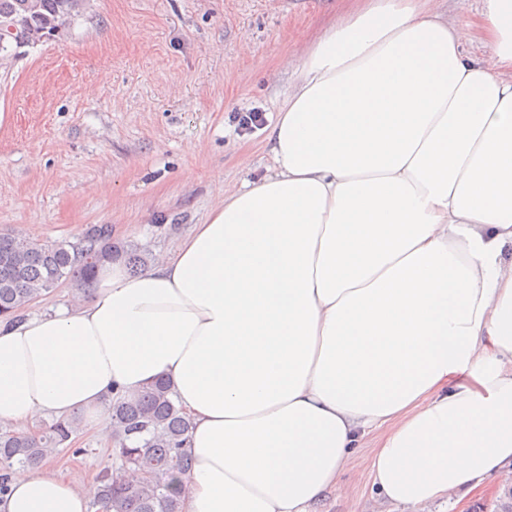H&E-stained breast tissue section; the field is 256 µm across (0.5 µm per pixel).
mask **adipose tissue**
<instances>
[{"label": "adipose tissue", "instance_id": "ef3b65f1", "mask_svg": "<svg viewBox=\"0 0 512 512\" xmlns=\"http://www.w3.org/2000/svg\"><path fill=\"white\" fill-rule=\"evenodd\" d=\"M268 148L272 174L143 272L0 322V428L81 411L107 441L104 401L165 378L191 422L181 512H317L372 433L388 503L483 489L512 467V0L337 16ZM96 497L18 472L0 512ZM437 8L439 11L448 13V18L456 22H462L465 18L474 13L481 4L475 0H439Z\"/></svg>", "mask_w": 512, "mask_h": 512}]
</instances>
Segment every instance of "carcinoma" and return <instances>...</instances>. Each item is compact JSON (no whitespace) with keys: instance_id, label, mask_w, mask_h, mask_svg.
Segmentation results:
<instances>
[{"instance_id":"1","label":"carcinoma","mask_w":512,"mask_h":512,"mask_svg":"<svg viewBox=\"0 0 512 512\" xmlns=\"http://www.w3.org/2000/svg\"><path fill=\"white\" fill-rule=\"evenodd\" d=\"M88 0H0V53L60 36ZM151 253L112 239L106 224L87 227L77 242H46L0 233V321L19 323L34 301L69 282L83 297L92 294L97 271L119 262L135 275ZM112 421L114 464L96 475L95 512H181L192 461L185 450L190 422L164 379L137 393L119 394L106 408ZM79 418L56 420L37 433L0 432V499L9 476L46 463L72 442Z\"/></svg>"}]
</instances>
